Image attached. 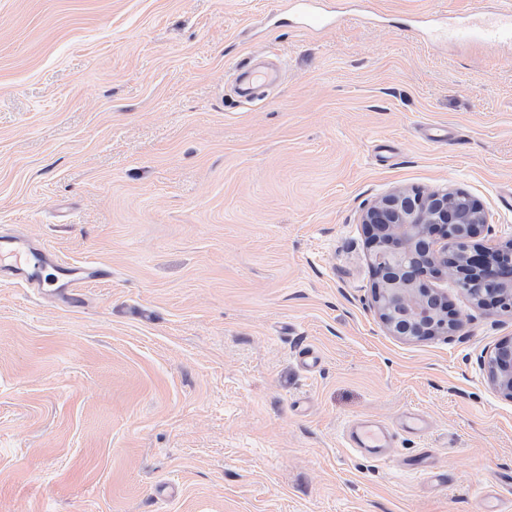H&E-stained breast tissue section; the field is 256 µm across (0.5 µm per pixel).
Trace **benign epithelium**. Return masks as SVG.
Masks as SVG:
<instances>
[{
  "mask_svg": "<svg viewBox=\"0 0 512 512\" xmlns=\"http://www.w3.org/2000/svg\"><path fill=\"white\" fill-rule=\"evenodd\" d=\"M372 304L393 336H449L461 327L448 297L428 282L444 275L478 307L512 311V240L474 249L487 218L461 189L397 188L367 204ZM491 383L512 398V340L487 360Z\"/></svg>",
  "mask_w": 512,
  "mask_h": 512,
  "instance_id": "obj_1",
  "label": "benign epithelium"
}]
</instances>
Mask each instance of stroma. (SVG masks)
<instances>
[{
	"mask_svg": "<svg viewBox=\"0 0 512 512\" xmlns=\"http://www.w3.org/2000/svg\"><path fill=\"white\" fill-rule=\"evenodd\" d=\"M378 2L311 37L288 0H0V230L49 291L104 271L73 306L0 273V512H512V312L442 280L462 329L389 335L360 222L448 187L512 239V44ZM256 59L284 75L248 102ZM487 372L495 388L512 398V340L495 347L487 360ZM352 427L349 430L351 432ZM350 442L358 448H377L382 451L387 448L384 443V435L374 429L371 426L362 424L356 430L348 434Z\"/></svg>",
	"mask_w": 512,
	"mask_h": 512,
	"instance_id": "1",
	"label": "stroma"
}]
</instances>
